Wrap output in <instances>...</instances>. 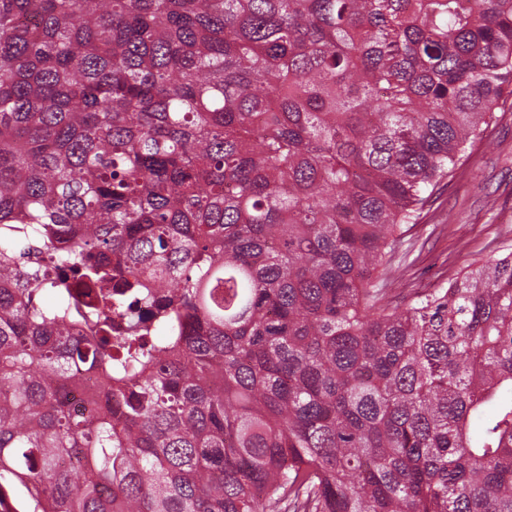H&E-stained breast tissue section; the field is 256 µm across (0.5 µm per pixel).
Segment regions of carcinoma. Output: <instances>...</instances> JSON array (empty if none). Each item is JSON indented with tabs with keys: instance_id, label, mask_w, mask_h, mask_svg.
I'll return each instance as SVG.
<instances>
[{
	"instance_id": "cac0c4a2",
	"label": "carcinoma",
	"mask_w": 512,
	"mask_h": 512,
	"mask_svg": "<svg viewBox=\"0 0 512 512\" xmlns=\"http://www.w3.org/2000/svg\"><path fill=\"white\" fill-rule=\"evenodd\" d=\"M511 87L512 0H0V512H512V251L388 276ZM97 382L94 378H86L67 391V404L76 412H81L86 407L89 399L97 391Z\"/></svg>"
}]
</instances>
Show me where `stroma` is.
<instances>
[{"label":"stroma","instance_id":"35a3bbf8","mask_svg":"<svg viewBox=\"0 0 512 512\" xmlns=\"http://www.w3.org/2000/svg\"><path fill=\"white\" fill-rule=\"evenodd\" d=\"M512 244V95L438 187L404 239L391 275L409 291L437 287Z\"/></svg>","mask_w":512,"mask_h":512}]
</instances>
